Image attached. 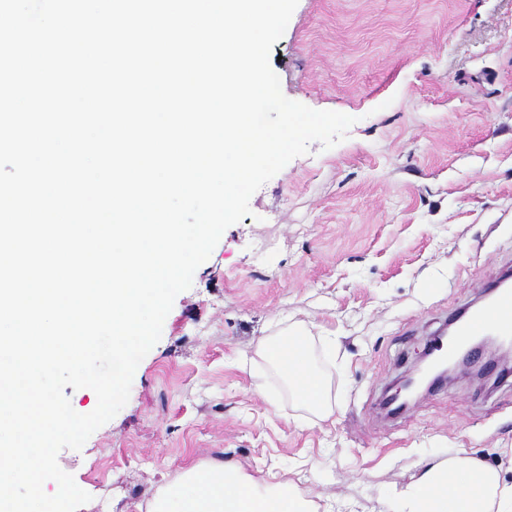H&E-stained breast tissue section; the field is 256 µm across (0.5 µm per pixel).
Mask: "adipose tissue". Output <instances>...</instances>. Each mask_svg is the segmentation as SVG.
<instances>
[{"mask_svg": "<svg viewBox=\"0 0 512 512\" xmlns=\"http://www.w3.org/2000/svg\"><path fill=\"white\" fill-rule=\"evenodd\" d=\"M308 404L323 405L326 385L299 333L262 345ZM396 512H512V486L496 469L468 456L430 464L414 483L396 491ZM152 512H312L288 484L263 488L233 463L197 464L185 470L151 504Z\"/></svg>", "mask_w": 512, "mask_h": 512, "instance_id": "obj_1", "label": "adipose tissue"}]
</instances>
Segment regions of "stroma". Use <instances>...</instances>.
<instances>
[{
    "label": "stroma",
    "mask_w": 512,
    "mask_h": 512,
    "mask_svg": "<svg viewBox=\"0 0 512 512\" xmlns=\"http://www.w3.org/2000/svg\"><path fill=\"white\" fill-rule=\"evenodd\" d=\"M285 97L355 117L251 197L167 315L127 404L60 467L78 512H147L193 463L291 481L316 512H393L463 453L512 484V373L387 415L451 310L512 261V0H298L270 60ZM300 332L328 414L260 345Z\"/></svg>",
    "instance_id": "obj_1"
}]
</instances>
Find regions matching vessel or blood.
<instances>
[{
	"label": "vessel or blood",
	"mask_w": 512,
	"mask_h": 512,
	"mask_svg": "<svg viewBox=\"0 0 512 512\" xmlns=\"http://www.w3.org/2000/svg\"><path fill=\"white\" fill-rule=\"evenodd\" d=\"M453 336L435 337L432 346L439 356L455 359L460 349L475 336L489 332L512 335V277L502 276L489 284L485 301L467 308L452 321Z\"/></svg>",
	"instance_id": "1"
}]
</instances>
